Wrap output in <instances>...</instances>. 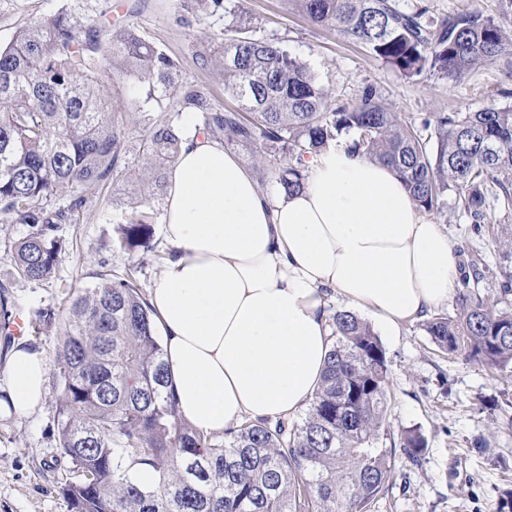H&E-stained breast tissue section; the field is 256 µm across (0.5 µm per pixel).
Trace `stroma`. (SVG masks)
Listing matches in <instances>:
<instances>
[{"label":"stroma","instance_id":"obj_1","mask_svg":"<svg viewBox=\"0 0 512 512\" xmlns=\"http://www.w3.org/2000/svg\"><path fill=\"white\" fill-rule=\"evenodd\" d=\"M123 2L127 21L145 39L164 49L180 67V82L204 91L219 107L236 102L224 93V75L215 56L224 29L223 14L198 19L180 0H0V46L16 30L67 8L107 19L115 2ZM406 8H426L438 19L477 11L512 27L500 0H400ZM247 18L255 36L275 38L306 62L330 91L333 103L353 105L362 86H380L392 111L418 119L439 112H476L488 105L512 107V59L503 57L455 82L435 75L417 81L377 60L362 44L336 30L314 24L286 0H246ZM128 185L87 188L88 204L79 223L64 224L59 233L69 242L54 277L45 283L13 281L12 310L23 314L38 307L55 312L53 326L25 336L27 346L54 363L65 339L66 300L91 286L100 268L136 267L142 290L152 287L171 247L162 224L154 226L151 253L116 251L113 228L123 218L115 199L126 197ZM456 243L459 253L482 256L497 274L512 276V250L496 236L475 235L471 220L455 194L444 211L434 215ZM389 367L392 400L387 427L392 436L418 430L427 442L420 462L397 454L388 487L371 512H512V378L490 375L464 356L439 352L423 322L404 325L398 335L382 336ZM61 384L48 372L44 398L29 415L0 416V512H73L62 492L69 461L59 445L54 422Z\"/></svg>","mask_w":512,"mask_h":512}]
</instances>
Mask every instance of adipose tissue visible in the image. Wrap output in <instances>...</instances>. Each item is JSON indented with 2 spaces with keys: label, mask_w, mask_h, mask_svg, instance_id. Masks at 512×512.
<instances>
[{
  "label": "adipose tissue",
  "mask_w": 512,
  "mask_h": 512,
  "mask_svg": "<svg viewBox=\"0 0 512 512\" xmlns=\"http://www.w3.org/2000/svg\"><path fill=\"white\" fill-rule=\"evenodd\" d=\"M306 166L303 191L262 192L223 143L192 127L168 176L174 255L149 302L179 414L204 433L306 408L331 347L329 294L392 335L456 295V246L392 167L343 145ZM47 374L40 352L14 347L0 364V408L33 411Z\"/></svg>",
  "instance_id": "1"
}]
</instances>
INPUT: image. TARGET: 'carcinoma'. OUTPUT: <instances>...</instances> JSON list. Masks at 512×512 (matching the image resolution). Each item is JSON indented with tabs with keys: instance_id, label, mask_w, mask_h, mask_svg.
<instances>
[{
	"instance_id": "obj_1",
	"label": "carcinoma",
	"mask_w": 512,
	"mask_h": 512,
	"mask_svg": "<svg viewBox=\"0 0 512 512\" xmlns=\"http://www.w3.org/2000/svg\"><path fill=\"white\" fill-rule=\"evenodd\" d=\"M185 2L202 19L224 8L223 0ZM290 2L408 79L437 74L458 82L512 54V30L475 11L437 20L399 0ZM243 13L240 4L236 20L224 25L218 59L224 92L239 112L213 107L193 86L172 95L178 64L130 24L103 26L62 10L20 27L0 46V224L31 228L15 246L17 279L54 277L67 248L59 225L78 223L86 187L129 179L133 152L150 176L112 247L153 250L157 203L187 109L224 147L249 151L286 195L303 188L305 158L345 134L351 150L398 171L423 212H442L455 192L478 236L489 224V187L512 200L511 108L434 114L418 126L390 111L374 83L361 88L356 105L337 106L287 47L251 34ZM105 72L145 90L132 99L134 144L125 114L110 108ZM151 101L168 102V112L144 109ZM431 127L433 144L422 134ZM470 267L455 299L457 317L436 314L425 331L443 352L464 353L493 376L512 373V309H494L479 291L495 271L477 255ZM136 272L102 270L77 294L54 363L62 384L59 445L77 475L63 493L75 512H369L395 463V449L379 447L391 394L386 350L371 326L352 311L334 313L323 377L301 422H244L217 440L178 416ZM400 447L417 462L426 440L410 429ZM138 468L152 470L156 483H135Z\"/></svg>"
}]
</instances>
